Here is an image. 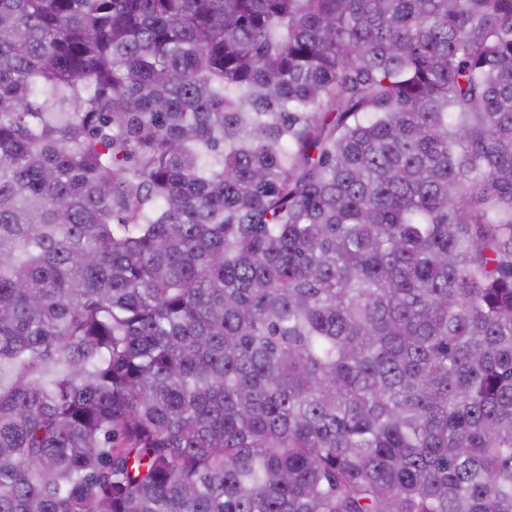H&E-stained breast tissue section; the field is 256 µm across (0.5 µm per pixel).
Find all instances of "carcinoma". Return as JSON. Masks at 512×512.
Listing matches in <instances>:
<instances>
[{
  "label": "carcinoma",
  "instance_id": "obj_1",
  "mask_svg": "<svg viewBox=\"0 0 512 512\" xmlns=\"http://www.w3.org/2000/svg\"><path fill=\"white\" fill-rule=\"evenodd\" d=\"M0 512H512V0H0Z\"/></svg>",
  "mask_w": 512,
  "mask_h": 512
}]
</instances>
